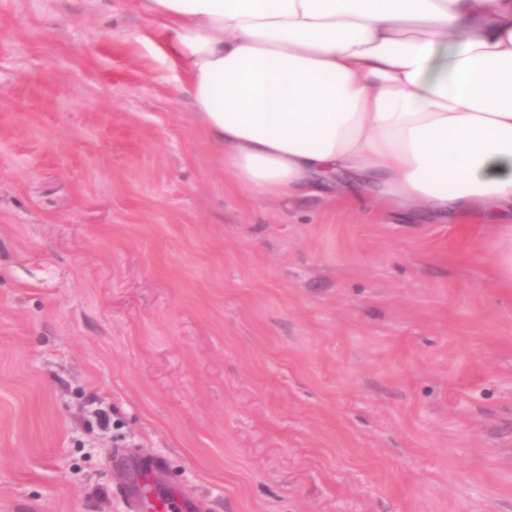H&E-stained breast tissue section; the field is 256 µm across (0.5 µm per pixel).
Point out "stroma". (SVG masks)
<instances>
[{
	"label": "stroma",
	"mask_w": 512,
	"mask_h": 512,
	"mask_svg": "<svg viewBox=\"0 0 512 512\" xmlns=\"http://www.w3.org/2000/svg\"><path fill=\"white\" fill-rule=\"evenodd\" d=\"M137 0H0V512H512L495 225L224 179Z\"/></svg>",
	"instance_id": "stroma-1"
}]
</instances>
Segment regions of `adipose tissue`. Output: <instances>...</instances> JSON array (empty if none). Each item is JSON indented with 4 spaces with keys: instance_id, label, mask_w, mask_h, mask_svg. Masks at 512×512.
<instances>
[{
    "instance_id": "ef3b65f1",
    "label": "adipose tissue",
    "mask_w": 512,
    "mask_h": 512,
    "mask_svg": "<svg viewBox=\"0 0 512 512\" xmlns=\"http://www.w3.org/2000/svg\"><path fill=\"white\" fill-rule=\"evenodd\" d=\"M224 174L275 203L380 186L499 225L512 282V0H140Z\"/></svg>"
}]
</instances>
